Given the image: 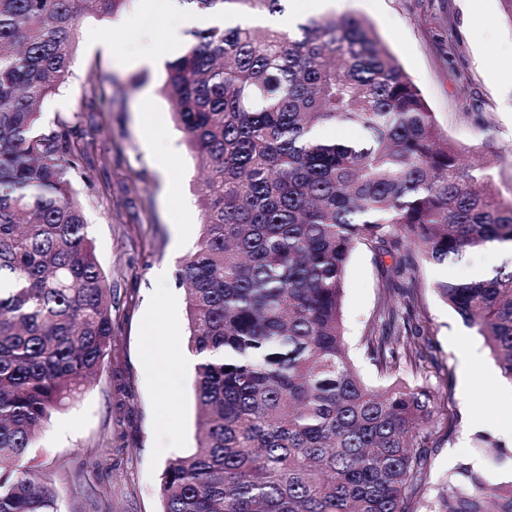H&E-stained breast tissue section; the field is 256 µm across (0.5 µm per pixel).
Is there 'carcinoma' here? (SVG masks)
Returning <instances> with one entry per match:
<instances>
[{
  "label": "carcinoma",
  "instance_id": "1",
  "mask_svg": "<svg viewBox=\"0 0 512 512\" xmlns=\"http://www.w3.org/2000/svg\"><path fill=\"white\" fill-rule=\"evenodd\" d=\"M196 13H282L284 0H176ZM132 0H0V512H60L53 484L18 471L52 414L112 351V286L67 178L88 147L45 131L80 29ZM163 91L206 167L201 234L176 272L195 365L197 444L160 475L161 512H411L438 422L424 386L394 375L424 358L400 315L416 260L444 265L512 247V201L438 131L421 90L373 28L310 19L295 32L193 28ZM357 130L345 143L321 127ZM381 265L369 385L345 341L346 268L357 244ZM433 290L485 340L512 383V267ZM428 512H512V482L459 463Z\"/></svg>",
  "mask_w": 512,
  "mask_h": 512
}]
</instances>
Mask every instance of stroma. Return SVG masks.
<instances>
[{"instance_id":"stroma-1","label":"stroma","mask_w":512,"mask_h":512,"mask_svg":"<svg viewBox=\"0 0 512 512\" xmlns=\"http://www.w3.org/2000/svg\"><path fill=\"white\" fill-rule=\"evenodd\" d=\"M331 17L355 16L371 24L421 89L440 130L469 160L484 162L496 195L512 197V26L498 0H341ZM487 19L470 22L473 11ZM138 25L86 20L72 75L42 105L39 125L64 121L89 155L73 187L86 203L88 233L114 289L115 341L81 398L53 414L30 455L37 474L51 482L62 512H160L159 475L165 464L196 444L194 368L181 364L187 348L183 289L167 291L152 279L155 267H177L201 233L198 188L203 170L177 128L162 91L164 64L147 68L133 57L158 18L172 14L170 0H135ZM153 117L160 147L147 143L139 113ZM181 225L174 242L172 225ZM512 265V251L498 246L442 266L419 265L414 292L416 338L424 385L444 401L450 426H439L428 450L425 494H432L460 461L492 469L496 482L512 480V445L491 467L494 448L477 451L476 437L495 436L512 423L495 396L512 399V385L490 392L482 376L496 364L484 340L433 292V281L465 279L473 265ZM343 315L351 356L369 384L381 371L364 355V338L382 297L372 249L357 245L347 271ZM153 324L158 368L142 363L143 330ZM480 356L471 389L460 387L461 354Z\"/></svg>"}]
</instances>
